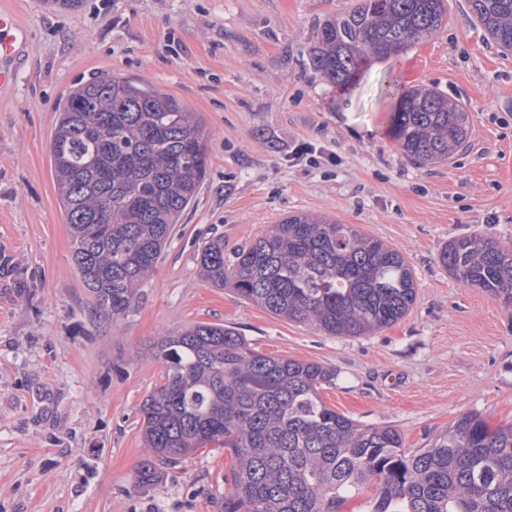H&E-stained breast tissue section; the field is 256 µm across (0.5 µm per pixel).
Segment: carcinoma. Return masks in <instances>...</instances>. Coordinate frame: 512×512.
<instances>
[{
  "mask_svg": "<svg viewBox=\"0 0 512 512\" xmlns=\"http://www.w3.org/2000/svg\"><path fill=\"white\" fill-rule=\"evenodd\" d=\"M473 19L512 52V0H468ZM447 0H356L327 19L308 55L327 82L350 84L371 57L395 56L445 27ZM398 101L390 135L419 165L448 161L469 133L462 103L388 76ZM73 259L100 310L127 312L153 274L175 225L195 202L208 166L200 119L151 86L93 77L68 95L50 142ZM439 261L461 284L512 308V248L465 235ZM205 277L271 314L328 336H364L403 319L416 294L402 253L351 224L288 216L224 262V242L200 253ZM162 383L141 406L147 455L135 486L161 464L206 445L233 465L224 512H512V425L461 416L429 447L410 453L392 426L353 420L321 397L335 373L272 357L233 327L197 323L151 345Z\"/></svg>",
  "mask_w": 512,
  "mask_h": 512,
  "instance_id": "carcinoma-1",
  "label": "carcinoma"
}]
</instances>
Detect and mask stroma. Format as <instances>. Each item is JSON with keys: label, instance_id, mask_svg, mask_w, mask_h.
I'll return each instance as SVG.
<instances>
[{"label": "stroma", "instance_id": "1", "mask_svg": "<svg viewBox=\"0 0 512 512\" xmlns=\"http://www.w3.org/2000/svg\"><path fill=\"white\" fill-rule=\"evenodd\" d=\"M355 0H0L27 32L0 87V512H222L231 458L199 449L145 489L141 405L162 382L154 340L199 322L273 356L335 369L338 412L427 448L464 414L512 424V308L456 282L438 256L477 234L512 245V54L448 0V24L366 60L350 88L308 62L323 22ZM460 100L466 144L421 167L389 133V70ZM150 84L200 118L209 167L194 204L126 314H101L72 257L49 144L91 76ZM323 214L399 249L417 280L409 313L364 336H328L201 274L291 214Z\"/></svg>", "mask_w": 512, "mask_h": 512}]
</instances>
